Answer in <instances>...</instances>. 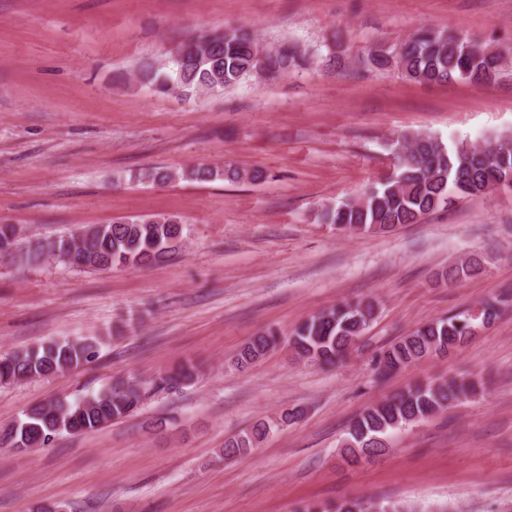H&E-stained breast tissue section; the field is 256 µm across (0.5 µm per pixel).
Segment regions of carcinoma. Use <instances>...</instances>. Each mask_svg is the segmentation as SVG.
<instances>
[{
  "mask_svg": "<svg viewBox=\"0 0 512 512\" xmlns=\"http://www.w3.org/2000/svg\"><path fill=\"white\" fill-rule=\"evenodd\" d=\"M213 45L202 56L186 64L173 63L172 72L161 75L148 66L138 79L165 93L175 87L184 91L219 90L230 87L252 74L254 37L247 31L229 29L216 34ZM398 70L410 81L423 84L466 80L479 85L496 82L502 71L500 53L476 48L468 38L443 30L424 28L401 44ZM305 65L295 48L282 46L268 51L265 66L273 73H288ZM392 175L368 188L360 199H349L328 206L318 215L324 224L346 227L352 233H387L405 224H416L437 209L456 201L479 196L499 188L512 187V135L499 134L481 144L447 146L427 134L403 136L391 144ZM197 181L223 179L260 182L266 175L258 170H241L230 164L222 167L199 165L175 173L148 169L139 179L171 183L182 178ZM19 230L0 224V259L20 266H38L48 260L70 268L103 270L115 266H149L160 262L183 240L181 220L172 215H153L110 224H95L58 238H45L19 244ZM482 269L481 263L466 257L448 268L446 278L458 284ZM512 304L506 291L488 300L465 307L419 327L383 350L378 367L392 373L424 357H438L448 349H459L469 342L472 328L493 323L504 307ZM375 305L370 300L345 301L302 321L289 338L298 357L313 364L332 366L346 358L356 339L373 320ZM280 341L274 329L254 336L240 353V363L258 359ZM101 341L50 342L38 347L0 356V384L48 378L75 370L97 355ZM192 365L181 364L171 375L150 382L129 377L73 401H50L31 408L25 418L0 428V447L25 450L50 444L60 433L84 434L102 429L131 415L141 404L147 389L169 390L191 381ZM483 380L474 376L450 377L417 384L366 408L352 422L344 442L343 457L350 464L360 455L376 456L387 448L389 434L407 424L456 406L481 394ZM269 424L260 422L252 430L229 439L224 456L249 454L267 434ZM371 502L358 498L342 500L326 509L309 503L297 512H370Z\"/></svg>",
  "mask_w": 512,
  "mask_h": 512,
  "instance_id": "carcinoma-1",
  "label": "carcinoma"
}]
</instances>
